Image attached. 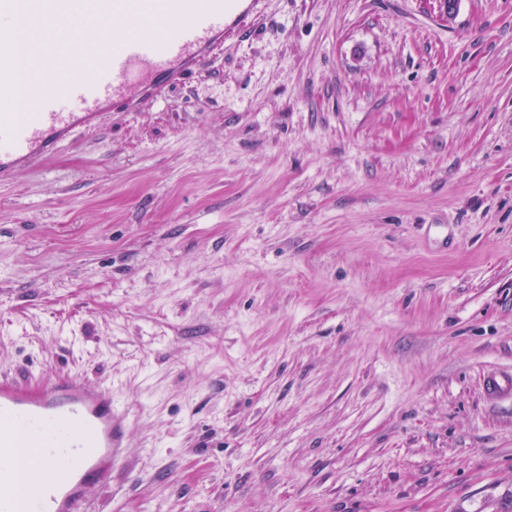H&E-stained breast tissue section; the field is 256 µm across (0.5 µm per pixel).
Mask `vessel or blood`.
Returning a JSON list of instances; mask_svg holds the SVG:
<instances>
[{"label": "vessel or blood", "instance_id": "1", "mask_svg": "<svg viewBox=\"0 0 512 512\" xmlns=\"http://www.w3.org/2000/svg\"><path fill=\"white\" fill-rule=\"evenodd\" d=\"M253 0H0V92L14 78L16 20L38 28L95 22L94 40L55 54L28 47L35 77L26 113H0V184L56 155L106 115L135 112L200 70L229 21ZM126 414L104 384L59 374L33 384L0 379V512H86L91 486L109 483L124 457Z\"/></svg>", "mask_w": 512, "mask_h": 512}]
</instances>
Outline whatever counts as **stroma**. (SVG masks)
<instances>
[{"mask_svg": "<svg viewBox=\"0 0 512 512\" xmlns=\"http://www.w3.org/2000/svg\"><path fill=\"white\" fill-rule=\"evenodd\" d=\"M512 0H259L0 185V377L108 382L94 512H512Z\"/></svg>", "mask_w": 512, "mask_h": 512, "instance_id": "35a3bbf8", "label": "stroma"}]
</instances>
